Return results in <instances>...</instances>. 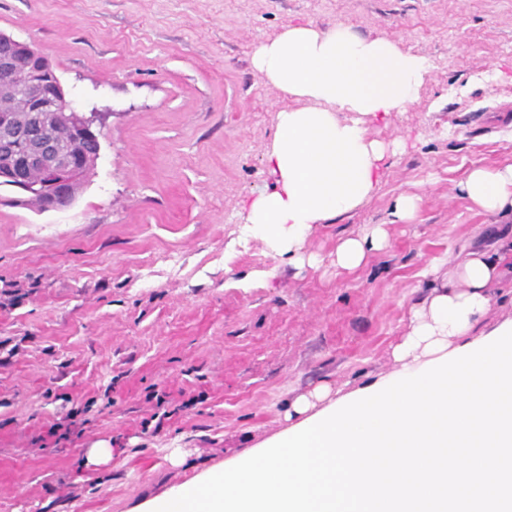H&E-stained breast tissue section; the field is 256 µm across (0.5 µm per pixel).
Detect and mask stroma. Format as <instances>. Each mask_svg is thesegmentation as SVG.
Instances as JSON below:
<instances>
[{
    "label": "stroma",
    "mask_w": 512,
    "mask_h": 512,
    "mask_svg": "<svg viewBox=\"0 0 512 512\" xmlns=\"http://www.w3.org/2000/svg\"><path fill=\"white\" fill-rule=\"evenodd\" d=\"M308 22L400 41L432 69L413 105L368 125L405 152L307 239L320 266L294 269L245 233L243 206L274 185L266 154L292 105L253 53ZM0 31L103 118L70 208L0 190V512H135L221 467L279 432L294 396L390 373L429 265L495 253L512 229L458 187L512 160V0H0ZM404 193L416 216L390 223ZM375 224L387 247L336 268L337 244ZM74 408L83 433L49 436Z\"/></svg>",
    "instance_id": "1"
}]
</instances>
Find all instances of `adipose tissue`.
Segmentation results:
<instances>
[{"mask_svg": "<svg viewBox=\"0 0 512 512\" xmlns=\"http://www.w3.org/2000/svg\"><path fill=\"white\" fill-rule=\"evenodd\" d=\"M252 63L265 80L301 99L280 110L267 166L274 187L245 208L248 232L289 265L317 266L304 242L320 224L341 218L374 191L387 161L404 147L370 138L367 122L412 105L431 64L399 42L368 37L338 23L286 26L256 48ZM465 199L491 217L512 213V163L473 167L460 183ZM383 225L342 240L336 266L359 268L368 253L387 244ZM429 290L412 309L411 328L392 347L396 370L417 371L425 362L485 337L480 324L489 286L501 275L498 260L466 251L451 267L432 265Z\"/></svg>", "mask_w": 512, "mask_h": 512, "instance_id": "1", "label": "adipose tissue"}]
</instances>
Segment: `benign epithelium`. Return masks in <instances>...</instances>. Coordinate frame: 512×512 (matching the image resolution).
I'll return each instance as SVG.
<instances>
[{"mask_svg":"<svg viewBox=\"0 0 512 512\" xmlns=\"http://www.w3.org/2000/svg\"><path fill=\"white\" fill-rule=\"evenodd\" d=\"M44 55L31 45L12 40L7 44V55L0 60V91L26 86L30 91L29 111L35 113L29 124L17 134L3 133V151L0 152V176L13 182L18 197L14 202L22 205L34 195L41 196L51 210H64L74 202L73 188L84 176V160L71 157L59 149L43 133L39 112H72L65 89L57 76L41 59ZM94 119H74L73 130L85 141L96 142ZM23 140L26 149L17 153L14 140ZM38 168L43 180L30 183L28 172Z\"/></svg>","mask_w":512,"mask_h":512,"instance_id":"obj_1","label":"benign epithelium"}]
</instances>
